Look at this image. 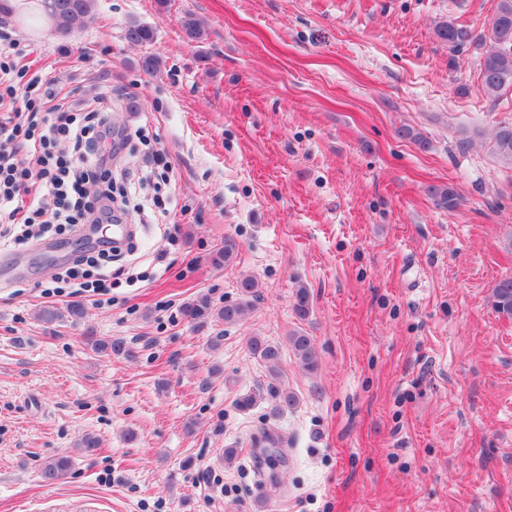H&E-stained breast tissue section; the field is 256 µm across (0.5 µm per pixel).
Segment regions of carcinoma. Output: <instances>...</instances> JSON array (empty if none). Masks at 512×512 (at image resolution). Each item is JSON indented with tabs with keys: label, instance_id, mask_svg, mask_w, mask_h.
Here are the masks:
<instances>
[{
	"label": "carcinoma",
	"instance_id": "obj_1",
	"mask_svg": "<svg viewBox=\"0 0 512 512\" xmlns=\"http://www.w3.org/2000/svg\"><path fill=\"white\" fill-rule=\"evenodd\" d=\"M46 10L55 21L56 29L68 33L80 27L94 6V0H44ZM438 39L448 47L460 51L472 45L477 47L484 42L477 41L472 30L453 20L442 21L435 27ZM153 38L152 30L143 25H131L126 31V39L132 44H143ZM492 44L483 52L480 61V78L484 91L495 97L512 87V0H498L497 10L491 23ZM495 154L512 165V125L499 128L494 137ZM431 195L439 207L453 211L459 204L458 194L450 185L430 188ZM239 297L216 306L210 298L202 295L188 302L183 307L184 316L196 322L216 319L226 325L240 322L253 308L259 292V283L252 276L243 277L238 284ZM493 308L499 315L512 318V277L500 279L492 289ZM294 312L304 319L309 314L310 297L308 290L301 287L294 295ZM85 343L96 354H107L134 361L138 352L120 338H101L98 336L84 337ZM288 344L300 367L309 373L317 370L319 354L313 339L299 331L288 336ZM251 354L260 359L268 370L270 382L266 387L267 400L270 401L271 414L279 416L297 404L294 393L283 389L278 381L280 350L258 336L248 342ZM73 463L69 456L59 455L45 461L41 467V475L46 482H54L72 469Z\"/></svg>",
	"mask_w": 512,
	"mask_h": 512
}]
</instances>
